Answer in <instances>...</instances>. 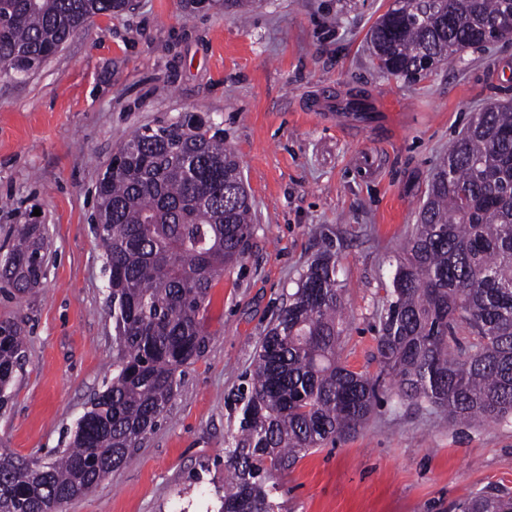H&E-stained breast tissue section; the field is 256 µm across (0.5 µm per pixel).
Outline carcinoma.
I'll use <instances>...</instances> for the list:
<instances>
[{
  "label": "carcinoma",
  "instance_id": "carcinoma-1",
  "mask_svg": "<svg viewBox=\"0 0 512 512\" xmlns=\"http://www.w3.org/2000/svg\"><path fill=\"white\" fill-rule=\"evenodd\" d=\"M254 0H224L239 19ZM125 0H0V70L36 69L87 19ZM512 0H396L370 33L378 67L415 79L487 45ZM98 188L97 225L112 297V378L70 447L38 464L0 454V512H60L123 467L160 422L180 367L208 346L205 303L239 262L252 203L234 152L195 115L136 131ZM44 236L22 226L0 261L19 292L46 275ZM344 289L327 249L301 274L261 338L224 448L218 512H279L277 479L309 450L355 434L380 399L483 425L512 417V102L475 114L435 168L418 224L396 259L378 317L380 372L341 362ZM24 356L20 327L0 322V409ZM459 512H512L484 491Z\"/></svg>",
  "mask_w": 512,
  "mask_h": 512
}]
</instances>
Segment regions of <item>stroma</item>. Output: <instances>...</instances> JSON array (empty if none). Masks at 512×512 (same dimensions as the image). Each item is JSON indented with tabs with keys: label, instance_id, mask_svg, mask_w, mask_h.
Masks as SVG:
<instances>
[{
	"label": "stroma",
	"instance_id": "obj_1",
	"mask_svg": "<svg viewBox=\"0 0 512 512\" xmlns=\"http://www.w3.org/2000/svg\"><path fill=\"white\" fill-rule=\"evenodd\" d=\"M392 0H262L244 21L223 0H131L25 77L0 76V254L40 224L48 272L0 283V322L25 357L0 409V448L47 462L112 377V303L93 214L96 187L139 129L194 112L224 132L253 202L241 263L209 293L205 354L183 367L157 429L129 462L63 512H217L224 440L256 347L324 249L348 301L342 359L377 374L378 314L431 174L487 104L512 98V40L468 49L414 80L380 72L368 35ZM361 98L365 112H348ZM512 494V420L449 423L391 400L344 441L278 481L281 512H454Z\"/></svg>",
	"mask_w": 512,
	"mask_h": 512
}]
</instances>
